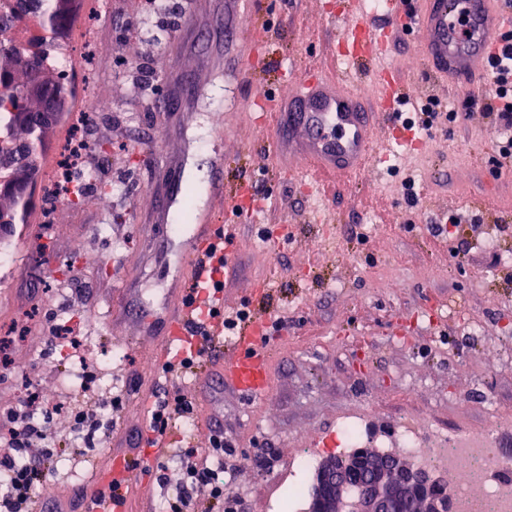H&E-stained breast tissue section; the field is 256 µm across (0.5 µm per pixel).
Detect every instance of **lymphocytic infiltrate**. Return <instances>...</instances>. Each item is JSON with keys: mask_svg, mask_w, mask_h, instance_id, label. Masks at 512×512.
<instances>
[{"mask_svg": "<svg viewBox=\"0 0 512 512\" xmlns=\"http://www.w3.org/2000/svg\"><path fill=\"white\" fill-rule=\"evenodd\" d=\"M504 46L485 65V90L466 99V108H479L500 132L492 158L493 175L512 164V28L503 31ZM92 403L75 409L72 430L93 444L97 434L109 427L111 416L123 408L121 398H96L95 388L84 385ZM40 403L26 401L23 407L0 411L9 453L0 455V512H33L34 490L54 473L56 451L49 446L46 425L40 421ZM195 406L180 391L157 385L146 407V424L151 434L166 435L176 422L193 417ZM234 446L224 436L223 424L211 429L210 446L200 450L186 446L179 451L180 477L168 478L169 466L159 460L151 467L163 490L161 512H241L242 502L231 490L233 474L224 465Z\"/></svg>", "mask_w": 512, "mask_h": 512, "instance_id": "obj_1", "label": "lymphocytic infiltrate"}]
</instances>
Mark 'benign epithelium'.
<instances>
[{
  "mask_svg": "<svg viewBox=\"0 0 512 512\" xmlns=\"http://www.w3.org/2000/svg\"><path fill=\"white\" fill-rule=\"evenodd\" d=\"M21 80L18 95L40 102L38 117L47 123L56 115L60 101L44 94L43 81L23 66L17 67ZM17 217L0 212V241L13 235ZM366 474L368 479L354 495L348 494L349 478ZM443 482L433 473L418 468L392 453L360 450L348 455L329 454L321 460L311 489L310 512H402L408 501L417 512H448V500L437 490Z\"/></svg>",
  "mask_w": 512,
  "mask_h": 512,
  "instance_id": "1",
  "label": "benign epithelium"
}]
</instances>
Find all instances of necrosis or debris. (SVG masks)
Returning a JSON list of instances; mask_svg holds the SVG:
<instances>
[{"instance_id": "obj_1", "label": "necrosis or debris", "mask_w": 512, "mask_h": 512, "mask_svg": "<svg viewBox=\"0 0 512 512\" xmlns=\"http://www.w3.org/2000/svg\"><path fill=\"white\" fill-rule=\"evenodd\" d=\"M91 175L82 157L63 148L47 178L52 209L65 205L74 186ZM507 431H512L511 418L499 421L491 432L448 434L430 429L422 414H408L401 421L402 440L413 463L447 477L453 512H479L485 504L493 512H512V462L494 452L495 433ZM497 469L503 477H494Z\"/></svg>"}]
</instances>
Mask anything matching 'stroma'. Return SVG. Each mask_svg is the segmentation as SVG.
I'll return each instance as SVG.
<instances>
[{
  "label": "stroma",
  "instance_id": "obj_1",
  "mask_svg": "<svg viewBox=\"0 0 512 512\" xmlns=\"http://www.w3.org/2000/svg\"><path fill=\"white\" fill-rule=\"evenodd\" d=\"M339 0H260L251 20L227 41L224 0H182L177 29L162 28L140 0H81V19L64 36L90 42L93 58L72 56L68 110L40 155V176L23 224L0 245V333L20 328L0 373V408L38 390L55 413L47 424L66 444L56 473L34 491L38 512H67L74 490L96 487L94 470L113 455L146 459L143 405L159 380L149 356L165 335L160 314L172 291L177 247L191 234L181 205L155 209L167 189L164 167L176 159L209 170L214 153L227 157L224 175L250 176L267 195L254 223H239L231 249L238 276L224 288L225 312L250 302L252 282L267 281L264 306L283 320L270 336L272 390L252 401L232 389H209L203 375H173L170 387L206 401L204 422H187L177 440L209 445L211 422L224 423L236 451L225 464L236 473L242 512H308L288 500V482L311 486L314 468L296 469L307 449H336L337 424L363 420L365 448L403 454L401 419L422 413L441 431H478L512 418V175L493 178L497 127L484 112L435 131L421 149L403 154L379 145L378 164L345 175L333 196L320 198L311 176L296 180L268 154L266 135L250 125L248 100L257 91L286 92L275 70L225 76L242 43L270 37L292 67L323 66L338 33L329 15ZM412 35L393 45L413 103L435 96L460 104L462 92L426 77L413 57ZM148 61L156 91L136 97L134 66ZM94 67L103 109L91 121V145L113 148L94 168L85 201L65 205L55 220L44 207L47 176L84 104L82 78ZM414 176L409 204L401 184ZM110 188L109 209L96 196ZM478 215L464 230L465 262L450 253L457 240L437 242L429 222L443 210ZM494 248H487V241ZM81 339L71 352L47 330L49 319ZM108 362L100 393L120 395L124 409L112 431L80 455L66 406L82 397L72 381L83 361ZM85 448V447H84Z\"/></svg>",
  "mask_w": 512,
  "mask_h": 512
}]
</instances>
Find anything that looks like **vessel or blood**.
<instances>
[{"mask_svg":"<svg viewBox=\"0 0 512 512\" xmlns=\"http://www.w3.org/2000/svg\"><path fill=\"white\" fill-rule=\"evenodd\" d=\"M414 16V53L435 76L459 83L474 92L491 51L500 50L499 34L512 25V14L504 13L497 0H420ZM370 0H348L334 14L340 35L333 53L343 62V73L320 67L290 69L289 89L279 98L256 95L252 119L267 133V150L287 153L288 172L296 174L303 163H311L325 175L339 176L360 169L375 154L379 127L389 122V140L398 137L391 119L405 103L408 90L398 69L384 59L395 37L393 29L368 22ZM273 49L269 40L250 42L240 53L239 68L247 71L270 64ZM370 83L371 96L359 93L361 83ZM216 174L210 191L223 215L199 218L194 241L182 244L175 282L195 287L194 305L177 302L165 312L166 336L150 352L152 361L165 364L172 346L194 341L193 324L201 322L199 309L223 308V292L214 290L218 275L211 265L224 256V227L252 220L251 210L240 204L243 191L253 188L249 179L226 182L223 157L213 159ZM268 317L259 315L244 336L233 344L224 341L221 320L205 323L220 357L209 378L217 386H229L243 396L261 399L270 391L269 357L259 342L266 333Z\"/></svg>","mask_w":512,"mask_h":512,"instance_id":"b4317fda","label":"vessel or blood"}]
</instances>
